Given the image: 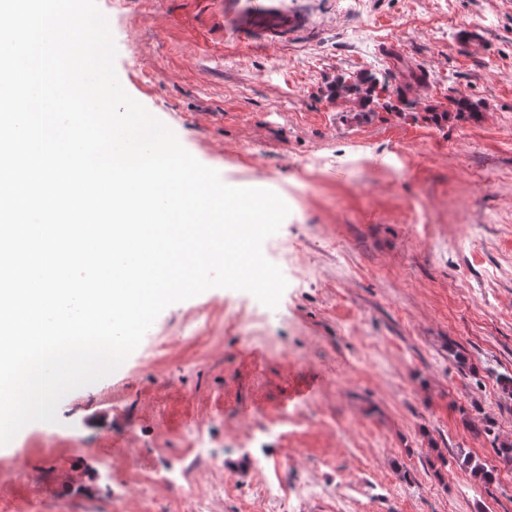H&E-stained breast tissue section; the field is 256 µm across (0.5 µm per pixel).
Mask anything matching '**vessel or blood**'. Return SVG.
Here are the masks:
<instances>
[{
    "mask_svg": "<svg viewBox=\"0 0 512 512\" xmlns=\"http://www.w3.org/2000/svg\"><path fill=\"white\" fill-rule=\"evenodd\" d=\"M224 15L232 35L253 43L286 39L302 23L300 17L277 7L275 0H225Z\"/></svg>",
    "mask_w": 512,
    "mask_h": 512,
    "instance_id": "1",
    "label": "vessel or blood"
}]
</instances>
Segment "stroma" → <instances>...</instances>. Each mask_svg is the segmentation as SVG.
<instances>
[{
  "label": "stroma",
  "mask_w": 512,
  "mask_h": 512,
  "mask_svg": "<svg viewBox=\"0 0 512 512\" xmlns=\"http://www.w3.org/2000/svg\"><path fill=\"white\" fill-rule=\"evenodd\" d=\"M97 3L125 91L225 184L286 202L292 260L277 308L223 288L173 304L151 329L162 351L138 347L16 435L0 449L13 502L512 512L511 472L486 487L458 462L495 467L512 440V0H279L304 23L261 47L227 33L218 0ZM408 70L429 80L403 101L340 88ZM199 423L202 458L185 439Z\"/></svg>",
  "instance_id": "obj_1"
}]
</instances>
